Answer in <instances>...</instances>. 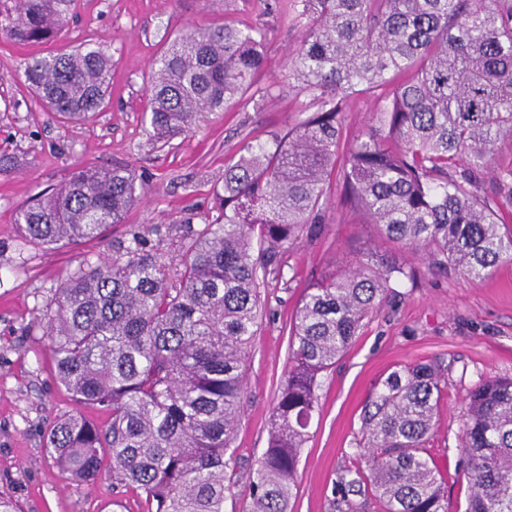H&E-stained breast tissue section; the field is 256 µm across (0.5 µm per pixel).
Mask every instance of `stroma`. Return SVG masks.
<instances>
[{"label": "stroma", "instance_id": "1", "mask_svg": "<svg viewBox=\"0 0 512 512\" xmlns=\"http://www.w3.org/2000/svg\"><path fill=\"white\" fill-rule=\"evenodd\" d=\"M265 5L259 0H78L73 18L54 41L0 42V155L14 162L9 175H0V492L18 501L23 512H147L139 490L113 487L110 471L96 483L77 484L53 464L44 435L75 404L55 379L37 317L79 256H111L113 243L131 232L149 231L151 246L173 255L176 231L188 223L200 226L214 207L225 161L243 144L268 142L300 120L303 98L287 55L302 30L275 10L265 12ZM232 19L268 31L266 66L254 78L255 88L267 91L262 105L208 113L170 144L153 143L142 114L154 61L183 30ZM87 41L101 44L112 57L111 98L92 119L65 122L36 104L19 69L29 57ZM82 164L133 166L145 188L143 199L104 240L33 244L18 251L16 206L55 187ZM373 247L395 256L408 276L321 377L320 411L301 455L292 512H332L333 483L351 462L374 387L396 367L417 362L434 364L444 382L429 448L446 482L448 512H464L468 489L458 477L462 464L456 450L464 399L481 377H512V260L481 279L433 268L413 250L381 240L375 225L344 204L336 183L325 223L299 235L283 254L281 275L268 277L262 290L244 413L233 442L239 470L255 467L267 446L278 387L288 371L289 329L304 288L346 270Z\"/></svg>", "mask_w": 512, "mask_h": 512}]
</instances>
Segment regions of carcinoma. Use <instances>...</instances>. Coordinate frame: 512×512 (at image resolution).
Listing matches in <instances>:
<instances>
[{
  "label": "carcinoma",
  "instance_id": "1",
  "mask_svg": "<svg viewBox=\"0 0 512 512\" xmlns=\"http://www.w3.org/2000/svg\"><path fill=\"white\" fill-rule=\"evenodd\" d=\"M74 9L75 0H0V38L46 43ZM280 11L302 27L289 64L309 97L305 117L224 163L217 213L183 230L178 262L134 233L110 259L82 258L41 313L56 380L78 406L47 434L55 466L69 481L94 482L106 452L112 483L135 486L147 512H224L242 482L245 512H291L320 375L390 281L407 276L393 256L368 251L304 290L267 448L246 475L230 471L261 288L284 244L326 222L330 177L384 238L435 267L480 279L512 257L495 200L512 193V168H492L512 149V0H285ZM265 42L263 28L236 21L180 33L145 87L149 134L167 143L206 112L259 107L268 91L249 89ZM111 76L110 56L88 44L23 68L36 100L72 121L106 107ZM356 94L383 105L368 137L351 140L343 116ZM140 197L133 169L80 167L19 205L14 223L24 245L100 239ZM440 398L441 376L427 363L379 382L353 462L337 473L333 512H448L426 448ZM84 406L107 409L108 426ZM458 451L465 512H512V378L490 375L468 393Z\"/></svg>",
  "mask_w": 512,
  "mask_h": 512
}]
</instances>
